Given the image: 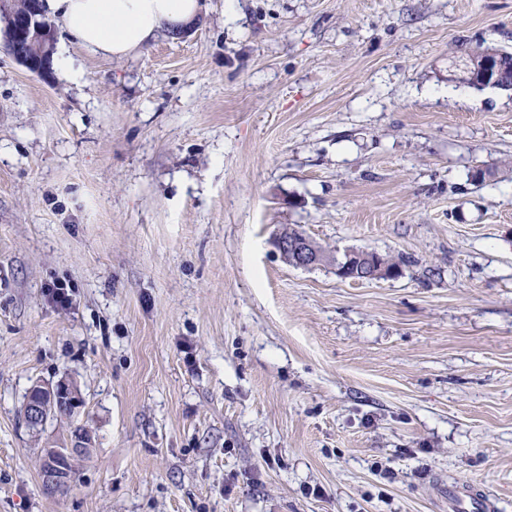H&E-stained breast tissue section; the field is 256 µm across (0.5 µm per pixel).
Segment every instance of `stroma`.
Masks as SVG:
<instances>
[{"label": "stroma", "instance_id": "1", "mask_svg": "<svg viewBox=\"0 0 512 512\" xmlns=\"http://www.w3.org/2000/svg\"><path fill=\"white\" fill-rule=\"evenodd\" d=\"M56 32L79 81L0 45V512H512V90L448 78L512 52V0H203L120 59ZM351 249L407 262L354 282ZM62 378L95 444L50 495L68 423L21 410ZM478 51H483L486 53L495 52L498 55V63H499V71H500V83L497 86H492L493 88H499L503 90H511L509 86L511 85L512 78V52L492 47V46H483L476 45L475 47H468L465 49H460V51L456 52L455 55L451 56L448 59V65H457L460 64V69H455L450 72V76H454L455 78H450V80H458L462 83H471L474 84V78H469V75L474 73V69L476 68V64L471 55H474ZM304 234L298 230H288V238L284 233H279L274 238V246L280 255L290 264L311 268L326 259L325 252L310 238L291 241L288 239H300ZM448 512H491L495 510L482 488L448 483Z\"/></svg>", "mask_w": 512, "mask_h": 512}]
</instances>
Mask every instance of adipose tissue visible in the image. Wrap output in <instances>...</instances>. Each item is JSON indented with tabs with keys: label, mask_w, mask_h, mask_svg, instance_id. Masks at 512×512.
Here are the masks:
<instances>
[{
	"label": "adipose tissue",
	"mask_w": 512,
	"mask_h": 512,
	"mask_svg": "<svg viewBox=\"0 0 512 512\" xmlns=\"http://www.w3.org/2000/svg\"><path fill=\"white\" fill-rule=\"evenodd\" d=\"M86 52L126 57L193 22L200 0H43Z\"/></svg>",
	"instance_id": "ef3b65f1"
}]
</instances>
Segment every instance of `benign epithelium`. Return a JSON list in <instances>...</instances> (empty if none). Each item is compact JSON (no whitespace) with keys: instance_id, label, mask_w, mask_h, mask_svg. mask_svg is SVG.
<instances>
[{"instance_id":"obj_1","label":"benign epithelium","mask_w":512,"mask_h":512,"mask_svg":"<svg viewBox=\"0 0 512 512\" xmlns=\"http://www.w3.org/2000/svg\"><path fill=\"white\" fill-rule=\"evenodd\" d=\"M25 35V54L40 57L39 67L34 72H44L48 69L52 59V46L56 41L55 30L48 23H34L30 16H20L14 22ZM274 246L280 255L290 264L311 268L326 259L325 252L311 239L291 241L279 233L274 238ZM338 272L341 277L351 280L363 281L365 279H378L382 276L395 275L396 270H386L376 257L368 258L367 269L349 263ZM81 404L75 396L71 381L60 379L56 383L33 384L23 407V419L26 426L35 433L44 430L47 422L53 418L75 417L79 414ZM93 446L91 431L85 429L69 435L65 445L52 448L56 463L46 470L44 481L46 486L63 491L69 484L67 470L62 463L73 461L84 449Z\"/></svg>"}]
</instances>
